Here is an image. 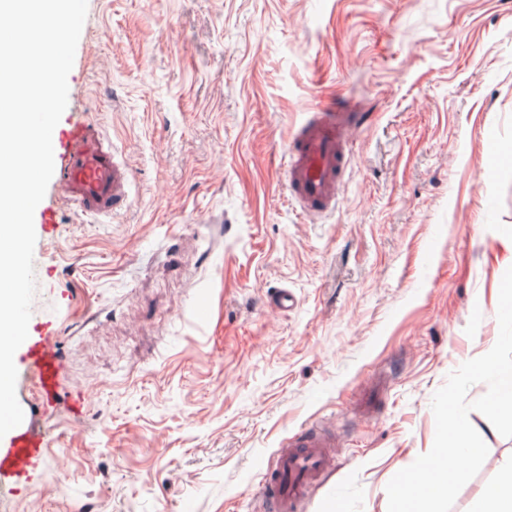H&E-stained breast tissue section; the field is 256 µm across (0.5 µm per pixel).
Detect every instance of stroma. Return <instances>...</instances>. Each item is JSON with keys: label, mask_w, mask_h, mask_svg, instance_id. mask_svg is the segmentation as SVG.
<instances>
[{"label": "stroma", "mask_w": 512, "mask_h": 512, "mask_svg": "<svg viewBox=\"0 0 512 512\" xmlns=\"http://www.w3.org/2000/svg\"><path fill=\"white\" fill-rule=\"evenodd\" d=\"M84 29L68 107L116 144L131 203L61 209L35 245L64 370L49 460L0 512H268L257 464L303 429L334 436L343 499L309 512H388L433 394L498 338L512 0H88ZM317 104L363 115L321 218L283 178ZM469 420L489 453L452 512L512 461Z\"/></svg>", "instance_id": "35a3bbf8"}]
</instances>
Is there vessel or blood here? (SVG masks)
Returning <instances> with one entry per match:
<instances>
[{
  "instance_id": "b4317fda",
  "label": "vessel or blood",
  "mask_w": 512,
  "mask_h": 512,
  "mask_svg": "<svg viewBox=\"0 0 512 512\" xmlns=\"http://www.w3.org/2000/svg\"><path fill=\"white\" fill-rule=\"evenodd\" d=\"M355 130L354 114H341L324 105L314 106L287 147L285 181L304 213L318 216L335 210L343 191L340 174L347 161L345 146ZM54 174L49 182V203L41 224L43 233L56 228L60 206L74 207L94 219L109 218L129 206L128 170L116 160V147L87 118L69 117L66 128L54 129ZM53 320L32 316L28 337L15 353L19 373L35 378L41 399L24 412L23 422L9 433L0 448V490L27 485L45 461L47 412L55 403L63 366L54 349ZM327 441L311 432H299L276 464L267 468V485L274 512H306L311 492L323 487L326 497L337 495L325 485L333 461Z\"/></svg>"
}]
</instances>
